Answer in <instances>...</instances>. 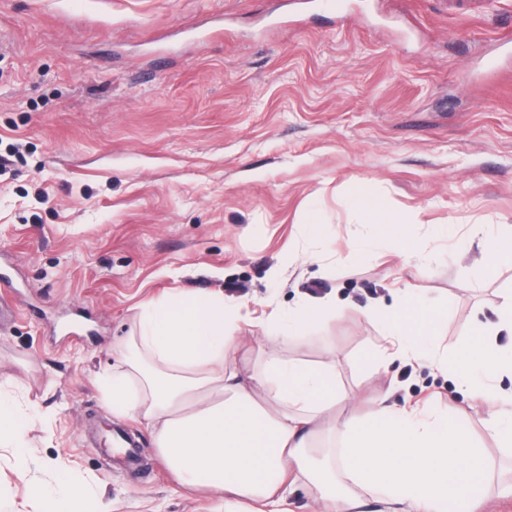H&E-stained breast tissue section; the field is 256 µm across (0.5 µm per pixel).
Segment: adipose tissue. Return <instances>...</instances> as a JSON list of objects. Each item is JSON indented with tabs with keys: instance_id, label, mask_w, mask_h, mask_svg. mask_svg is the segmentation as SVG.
Listing matches in <instances>:
<instances>
[{
	"instance_id": "obj_1",
	"label": "adipose tissue",
	"mask_w": 512,
	"mask_h": 512,
	"mask_svg": "<svg viewBox=\"0 0 512 512\" xmlns=\"http://www.w3.org/2000/svg\"><path fill=\"white\" fill-rule=\"evenodd\" d=\"M330 298H307L272 312L258 365L239 368V313L223 294L175 293L145 301L129 338L123 369L101 380L112 413L138 418L182 485L217 495L224 512H289L288 487L304 482L322 512H360L367 501L385 512H472L494 481V465L471 430L445 414L421 415L377 400L369 418L342 428L325 409L345 399L332 366L284 356L280 343L335 311ZM447 313L405 298L390 311L387 334L407 355L428 345ZM512 331V290L497 320L479 324L470 356L450 371L500 447H512V393L494 377H512V350L495 338ZM340 433L337 446L326 435ZM60 493L29 485L33 512H107L99 493L61 480Z\"/></svg>"
}]
</instances>
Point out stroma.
I'll return each instance as SVG.
<instances>
[{
    "label": "stroma",
    "instance_id": "obj_1",
    "mask_svg": "<svg viewBox=\"0 0 512 512\" xmlns=\"http://www.w3.org/2000/svg\"><path fill=\"white\" fill-rule=\"evenodd\" d=\"M0 0V397L28 413L25 466L0 445V512L60 474L109 512H219L181 486L97 375L120 367L141 302L195 290L237 305L254 365L273 309L338 307L289 337L334 355L358 398L456 417L501 466L512 454L444 371L492 322L512 265V0ZM399 221L410 254L350 204ZM447 310L430 350L377 369L375 306ZM490 253V266L512 263V227L493 239Z\"/></svg>",
    "mask_w": 512,
    "mask_h": 512
}]
</instances>
